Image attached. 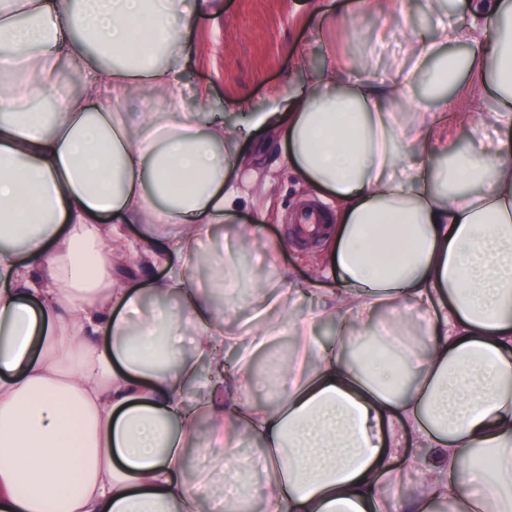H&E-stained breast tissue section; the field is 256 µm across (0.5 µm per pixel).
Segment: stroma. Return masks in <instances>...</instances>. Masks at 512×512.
Listing matches in <instances>:
<instances>
[{
    "mask_svg": "<svg viewBox=\"0 0 512 512\" xmlns=\"http://www.w3.org/2000/svg\"><path fill=\"white\" fill-rule=\"evenodd\" d=\"M219 17L196 12L188 29L191 62L182 75V89L190 111L206 108L238 118L240 113L263 108L272 88L299 79L293 62L294 47L310 53L309 63L323 65L333 56L337 65L353 74L372 70L391 73L407 37L430 32L434 20L425 0H403L401 10L385 17L354 0H321L314 12L311 0H221ZM349 16L348 25L335 21ZM206 87V101L196 97ZM240 212L236 223L216 228L200 248L214 254L234 255L249 267L253 252H268L269 267L280 283L312 275L309 259L322 242L301 244L292 220L303 208L316 205L323 213L335 210L332 199L308 195L292 173L280 141L269 139L255 174L239 180ZM259 223L248 245H241L237 227Z\"/></svg>",
    "mask_w": 512,
    "mask_h": 512,
    "instance_id": "35a3bbf8",
    "label": "stroma"
}]
</instances>
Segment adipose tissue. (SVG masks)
Instances as JSON below:
<instances>
[{
	"instance_id": "1",
	"label": "adipose tissue",
	"mask_w": 512,
	"mask_h": 512,
	"mask_svg": "<svg viewBox=\"0 0 512 512\" xmlns=\"http://www.w3.org/2000/svg\"><path fill=\"white\" fill-rule=\"evenodd\" d=\"M427 6L433 35L390 77L300 48L304 79L237 124L186 107L189 0H0V512H240L256 470L263 512H512V0H470L464 25ZM462 68L491 98L463 148ZM151 94L163 111H123ZM257 131L338 223L310 219L332 283L315 310H295L307 284H265L247 339L215 304L239 270L192 272Z\"/></svg>"
}]
</instances>
